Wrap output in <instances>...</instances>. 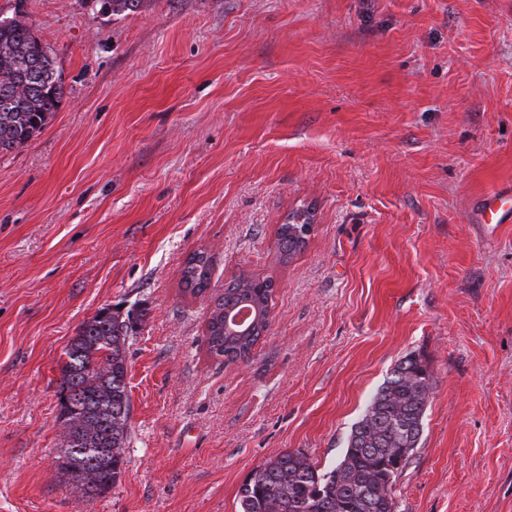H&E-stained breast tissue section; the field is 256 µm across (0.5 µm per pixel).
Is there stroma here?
<instances>
[{
    "mask_svg": "<svg viewBox=\"0 0 512 512\" xmlns=\"http://www.w3.org/2000/svg\"><path fill=\"white\" fill-rule=\"evenodd\" d=\"M17 9L66 94L0 154V512H238L281 452L338 460L409 355L432 387L397 512H512V220L479 218L512 188V0H0ZM241 275L276 282L272 323L224 362L206 321ZM105 306L142 323L125 470L88 503L56 462L57 386ZM311 224L312 214L308 209L292 211L283 224H279L277 245L282 260L289 261L306 247L309 236L305 234L304 227ZM214 270L213 257L205 249L193 251L182 269V290L192 296L204 295L210 286Z\"/></svg>",
    "mask_w": 512,
    "mask_h": 512,
    "instance_id": "1",
    "label": "stroma"
}]
</instances>
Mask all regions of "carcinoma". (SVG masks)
<instances>
[{"instance_id":"1","label":"carcinoma","mask_w":512,"mask_h":512,"mask_svg":"<svg viewBox=\"0 0 512 512\" xmlns=\"http://www.w3.org/2000/svg\"><path fill=\"white\" fill-rule=\"evenodd\" d=\"M114 15L135 12L143 0H105ZM65 95L50 49L14 12L0 17V153L25 146L45 128ZM309 210L288 214L277 229L280 256L290 260L307 244ZM214 270L204 249L182 269L183 291L204 295ZM275 283L242 275L224 284L206 325L211 357L244 361L270 327ZM250 311L246 335L224 330V315ZM138 330L131 316L99 309L70 340L60 369L58 420L65 448L57 457L73 486L92 500L121 477L130 437L131 398L126 350ZM429 375L406 357L370 399L352 426L337 463L321 470L305 453L284 451L257 467L238 490L239 512H396L392 487L419 448L429 400Z\"/></svg>"}]
</instances>
